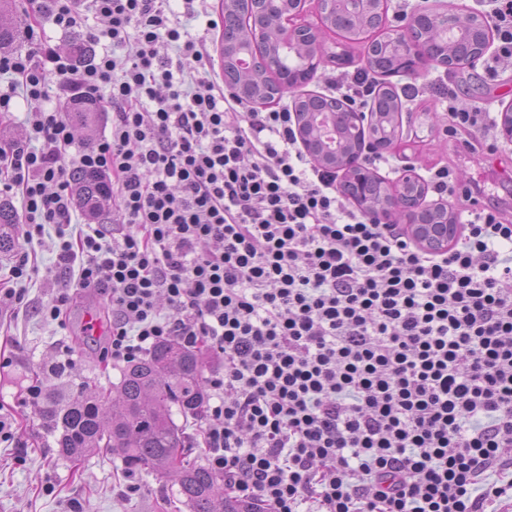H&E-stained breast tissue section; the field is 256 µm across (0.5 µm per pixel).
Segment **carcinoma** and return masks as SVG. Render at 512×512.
<instances>
[{
    "instance_id": "cac0c4a2",
    "label": "carcinoma",
    "mask_w": 512,
    "mask_h": 512,
    "mask_svg": "<svg viewBox=\"0 0 512 512\" xmlns=\"http://www.w3.org/2000/svg\"><path fill=\"white\" fill-rule=\"evenodd\" d=\"M13 0H0V51L18 48L26 39L23 21L6 20L12 15ZM291 3L264 17L269 38L264 48L276 44V32ZM350 42L366 38L367 19L342 29ZM432 38H447L448 52L456 57L453 71L467 66L456 55L459 36H444L437 28L427 32ZM281 86V94L291 90L271 74H245L239 78L238 92L244 99L266 104L276 100L267 89ZM103 108L97 101L71 107L68 117L79 129L91 130ZM402 100L394 86L378 87L371 108L372 137L381 142L400 138ZM77 201L100 224L112 223L105 209L100 178L83 170L71 173ZM19 216L9 201L0 200V253L15 247ZM204 353L183 346L175 339L157 344L145 357L129 362L122 370L116 395L96 390L82 382L72 388L65 369L58 368L59 383L42 396L38 415L46 430L56 435L59 455L78 459L87 454L109 451L121 457L125 468L154 474L161 482L178 487L190 512H256L252 503L224 495V478L208 466L185 459L187 442L184 427L174 415L197 419L205 402Z\"/></svg>"
}]
</instances>
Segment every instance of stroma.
<instances>
[{"mask_svg":"<svg viewBox=\"0 0 512 512\" xmlns=\"http://www.w3.org/2000/svg\"><path fill=\"white\" fill-rule=\"evenodd\" d=\"M325 61L319 65L308 91L325 93L326 77L336 72L328 54L347 51L351 68L365 65L364 48L351 45L330 30L322 32ZM499 75L488 79L483 62L454 74L433 67L417 75L431 91L421 100L404 101L403 136L386 155L379 176L395 183L402 166L413 165L420 176L434 167H452L461 184L488 185L486 202L512 216V142L496 154L469 152L443 131L444 107L437 88L456 86L462 102L477 103L492 115L512 107V58L502 59ZM28 250L39 270L26 284L22 304L0 313V512H189L173 491L154 475L126 473L115 455H93L72 463L57 456L55 438L41 425L38 405L29 386L47 389L56 380L49 371L58 361L70 363L90 385L112 391L121 378L122 363L78 345L84 302H77L64 323L43 319L38 309L52 300L70 278L54 266L57 239L54 232L34 239ZM138 485L127 493V485Z\"/></svg>","mask_w":512,"mask_h":512,"instance_id":"stroma-1","label":"stroma"}]
</instances>
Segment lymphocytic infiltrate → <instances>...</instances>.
<instances>
[{
  "label": "lymphocytic infiltrate",
  "mask_w": 512,
  "mask_h": 512,
  "mask_svg": "<svg viewBox=\"0 0 512 512\" xmlns=\"http://www.w3.org/2000/svg\"><path fill=\"white\" fill-rule=\"evenodd\" d=\"M194 2L26 0L29 47L0 53V113L28 105L25 138L0 146V190L24 241L54 230L58 265H79L43 316L102 296L113 360L168 339L221 357L200 448L259 512H512V224L450 167L428 177L465 203L444 251L347 209L290 108L255 109L219 80ZM91 14L106 26L87 66L41 37ZM54 86L103 102L108 136L74 149L65 113L43 107ZM326 88L372 107L365 72ZM447 95L446 135L495 149L490 113ZM74 169L102 178L112 227L74 229Z\"/></svg>",
  "instance_id": "1"
}]
</instances>
